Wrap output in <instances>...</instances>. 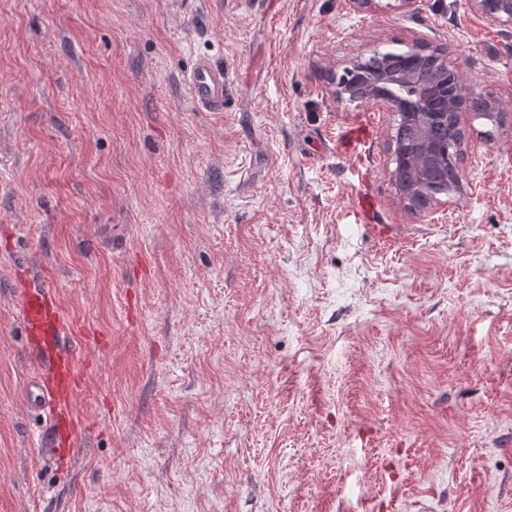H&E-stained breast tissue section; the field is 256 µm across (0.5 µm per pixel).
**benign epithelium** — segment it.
<instances>
[{"mask_svg":"<svg viewBox=\"0 0 512 512\" xmlns=\"http://www.w3.org/2000/svg\"><path fill=\"white\" fill-rule=\"evenodd\" d=\"M471 8L498 25L512 29V0H468ZM357 81L335 83L332 94L338 101H366L395 117L386 142L388 178L402 206L411 213L420 211L425 194L424 174L436 161L432 134L443 128L454 136L459 149L466 146L459 97L474 94L447 61L423 74L402 71H374L371 59H358L350 70Z\"/></svg>","mask_w":512,"mask_h":512,"instance_id":"1","label":"benign epithelium"}]
</instances>
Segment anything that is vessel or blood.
<instances>
[{
	"instance_id": "obj_1",
	"label": "vessel or blood",
	"mask_w": 512,
	"mask_h": 512,
	"mask_svg": "<svg viewBox=\"0 0 512 512\" xmlns=\"http://www.w3.org/2000/svg\"><path fill=\"white\" fill-rule=\"evenodd\" d=\"M185 84L195 107L203 112L224 109V70L208 59H200L187 73ZM21 316L27 334L51 337L54 343L53 384L33 380L28 389V402L36 409L51 413L54 420H66L67 437L75 439L76 424L70 403L78 382L74 352L66 338V327L48 287L28 288L21 300Z\"/></svg>"
}]
</instances>
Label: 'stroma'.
Instances as JSON below:
<instances>
[{
	"label": "stroma",
	"instance_id": "stroma-1",
	"mask_svg": "<svg viewBox=\"0 0 512 512\" xmlns=\"http://www.w3.org/2000/svg\"><path fill=\"white\" fill-rule=\"evenodd\" d=\"M418 42L506 120L465 113L462 192L412 214L393 115L328 76ZM34 276L77 350L54 458ZM0 512H512V30L468 0H0ZM190 99L202 112L224 109V68L202 58L185 76Z\"/></svg>",
	"mask_w": 512,
	"mask_h": 512
}]
</instances>
